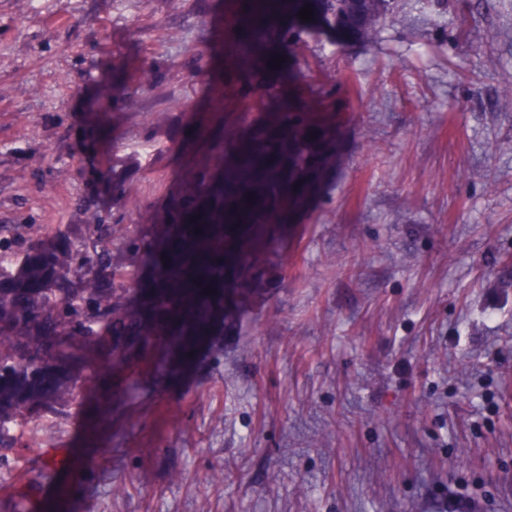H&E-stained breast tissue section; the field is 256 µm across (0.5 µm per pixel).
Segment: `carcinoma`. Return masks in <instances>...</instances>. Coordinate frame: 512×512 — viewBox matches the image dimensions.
Here are the masks:
<instances>
[{"mask_svg": "<svg viewBox=\"0 0 512 512\" xmlns=\"http://www.w3.org/2000/svg\"><path fill=\"white\" fill-rule=\"evenodd\" d=\"M312 6V20L298 11ZM391 0L371 23L340 0H245L236 52L247 69L237 78L248 97L266 92L265 111L224 130L206 162L185 171L157 210L149 231L131 240L143 271L129 288H115L105 251L74 263L71 248L50 240L15 255L0 269V420L24 419L33 405L65 406L79 372L96 351L100 326L111 336L112 367L131 369L157 349L173 370L246 303L269 251L319 191L336 127L322 104L294 84L289 60H268L304 31L337 38L336 29L368 38L391 12ZM200 218H195V215ZM201 232H195V228ZM215 289L207 294L204 288ZM78 332L82 347L67 337Z\"/></svg>", "mask_w": 512, "mask_h": 512, "instance_id": "carcinoma-1", "label": "carcinoma"}]
</instances>
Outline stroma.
<instances>
[{"mask_svg": "<svg viewBox=\"0 0 512 512\" xmlns=\"http://www.w3.org/2000/svg\"><path fill=\"white\" fill-rule=\"evenodd\" d=\"M230 0H0V263L64 235L114 285L235 86ZM340 160L245 308L176 383L5 423L0 512H512V0H395L292 48Z\"/></svg>", "mask_w": 512, "mask_h": 512, "instance_id": "obj_1", "label": "stroma"}]
</instances>
